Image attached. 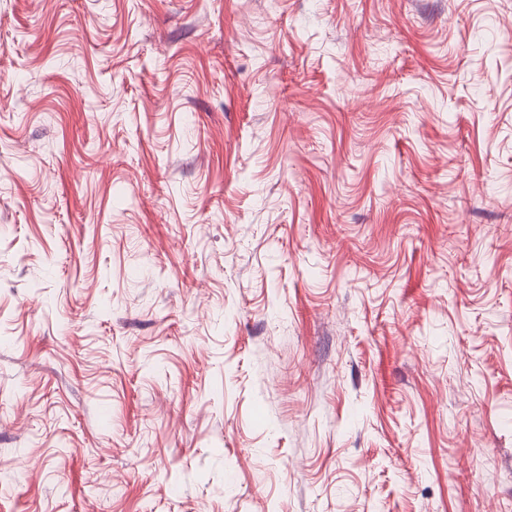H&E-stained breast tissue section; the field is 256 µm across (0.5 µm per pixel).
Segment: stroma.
I'll return each instance as SVG.
<instances>
[{
    "mask_svg": "<svg viewBox=\"0 0 512 512\" xmlns=\"http://www.w3.org/2000/svg\"><path fill=\"white\" fill-rule=\"evenodd\" d=\"M0 512H512V0H0Z\"/></svg>",
    "mask_w": 512,
    "mask_h": 512,
    "instance_id": "35a3bbf8",
    "label": "stroma"
}]
</instances>
